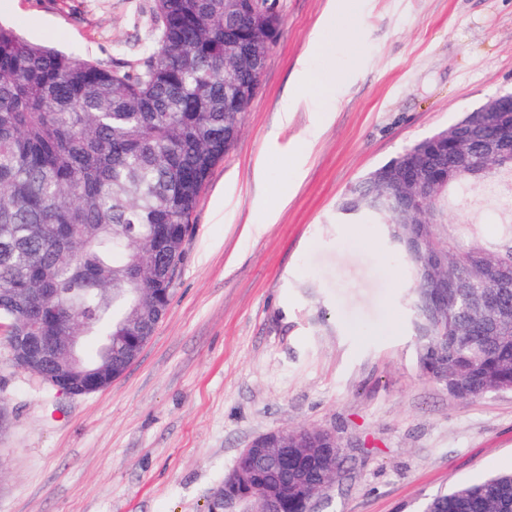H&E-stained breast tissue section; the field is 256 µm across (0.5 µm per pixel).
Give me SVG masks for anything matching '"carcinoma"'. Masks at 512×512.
Listing matches in <instances>:
<instances>
[{"mask_svg": "<svg viewBox=\"0 0 512 512\" xmlns=\"http://www.w3.org/2000/svg\"><path fill=\"white\" fill-rule=\"evenodd\" d=\"M233 0H155L151 47L135 63L112 66L22 38L0 25V323L31 322L30 288H53L50 307L69 311L79 335L112 343V374L134 362L128 336H149L171 301L170 283L154 280L149 242L189 238L192 215L215 165L234 145L232 132L253 98L260 72H241L247 94L224 88V27ZM264 25L241 29V42L269 52L280 16L259 0ZM237 107L224 110L226 98ZM438 131L369 172L339 203L342 216L370 213L387 231L419 224L421 199L393 187L384 207L371 205L378 178L421 158L448 166V185L483 181L512 162L479 146L454 158L439 152ZM436 223L420 224L435 251L447 240L446 193L428 204ZM512 267V246H448V317L436 335L448 371L469 396L512 388V288L501 289L503 316L483 307L489 292L475 269ZM293 472H254L253 500ZM422 512H512V472L464 483L428 499Z\"/></svg>", "mask_w": 512, "mask_h": 512, "instance_id": "carcinoma-1", "label": "carcinoma"}]
</instances>
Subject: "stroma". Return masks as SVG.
<instances>
[{
    "mask_svg": "<svg viewBox=\"0 0 512 512\" xmlns=\"http://www.w3.org/2000/svg\"><path fill=\"white\" fill-rule=\"evenodd\" d=\"M351 3L354 29L334 34ZM282 26L234 146L192 216L169 308L102 391L65 398L0 365V512H208L244 448L335 431L341 477L316 512H420L512 458V392L458 398L426 376L385 225L336 220L362 178L512 92V0H276ZM154 0H0L29 41L139 57ZM336 69L324 94L300 70ZM290 113H283V104ZM459 248L512 240V188L449 190Z\"/></svg>",
    "mask_w": 512,
    "mask_h": 512,
    "instance_id": "obj_1",
    "label": "stroma"
}]
</instances>
